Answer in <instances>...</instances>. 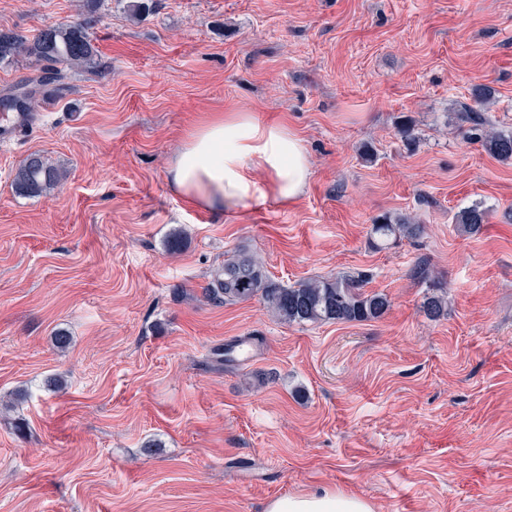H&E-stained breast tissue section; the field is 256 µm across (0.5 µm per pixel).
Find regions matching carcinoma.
<instances>
[{
  "instance_id": "carcinoma-1",
  "label": "carcinoma",
  "mask_w": 512,
  "mask_h": 512,
  "mask_svg": "<svg viewBox=\"0 0 512 512\" xmlns=\"http://www.w3.org/2000/svg\"><path fill=\"white\" fill-rule=\"evenodd\" d=\"M19 58L33 61L41 69L40 75L25 83L27 90L0 99L5 109L17 112L35 111L38 96L47 94L63 80V68L98 67V50L86 23L78 19L47 25L30 38L0 30V64H10ZM471 97L474 105L461 107L458 120L470 124L475 140L487 154L503 161L512 160V130L494 129L485 116L484 105L494 98V90L487 85H476L471 89ZM398 133L407 144L416 143L415 125L410 117H400ZM61 180L62 172L57 166L44 155L32 153L15 170L12 186L21 197H38ZM454 219L461 232L473 236L487 223L488 211L473 205L458 211ZM424 231V225L410 216H379L371 224V245L386 249L402 238H416ZM416 274L428 289L423 303L425 315L431 320L447 316L441 282L426 266H417ZM366 280L367 275L359 273L283 286L269 278L255 256L239 250L224 259V264L203 288V295L209 301L223 304L257 297L277 320L288 324L360 323L382 317L390 306L386 294L364 290Z\"/></svg>"
}]
</instances>
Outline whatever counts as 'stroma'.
<instances>
[{
	"instance_id": "35a3bbf8",
	"label": "stroma",
	"mask_w": 512,
	"mask_h": 512,
	"mask_svg": "<svg viewBox=\"0 0 512 512\" xmlns=\"http://www.w3.org/2000/svg\"><path fill=\"white\" fill-rule=\"evenodd\" d=\"M126 6L0 0V29L28 37L87 20L100 62L67 71L0 148V398L25 393L0 414V512H265L317 490L376 512H512V160L454 115L487 84L494 128L512 129V0H158L138 20ZM237 110L304 139L294 205L228 218L171 188L189 133ZM35 152L66 177L17 196ZM472 205L490 218L466 236L453 217ZM385 213L423 236L374 249ZM239 249L285 285L369 272L391 306L300 326L256 298L207 301ZM423 263L448 297L437 321ZM243 342L251 358L219 359Z\"/></svg>"
}]
</instances>
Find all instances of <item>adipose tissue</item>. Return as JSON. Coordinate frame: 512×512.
Listing matches in <instances>:
<instances>
[{
    "mask_svg": "<svg viewBox=\"0 0 512 512\" xmlns=\"http://www.w3.org/2000/svg\"><path fill=\"white\" fill-rule=\"evenodd\" d=\"M310 177L303 140L287 125L250 112L201 123L168 167V180L184 200L219 214L295 203ZM266 512H374V507L357 495L327 490L273 499Z\"/></svg>",
    "mask_w": 512,
    "mask_h": 512,
    "instance_id": "1",
    "label": "adipose tissue"
}]
</instances>
